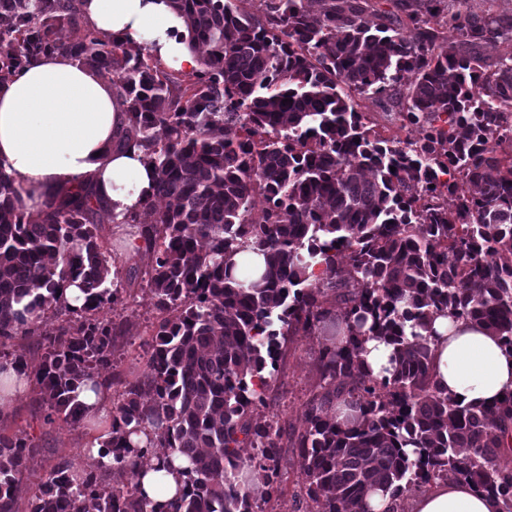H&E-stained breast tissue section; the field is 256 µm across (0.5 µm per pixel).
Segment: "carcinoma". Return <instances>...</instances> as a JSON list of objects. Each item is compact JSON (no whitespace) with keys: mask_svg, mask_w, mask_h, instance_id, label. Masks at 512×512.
Segmentation results:
<instances>
[{"mask_svg":"<svg viewBox=\"0 0 512 512\" xmlns=\"http://www.w3.org/2000/svg\"><path fill=\"white\" fill-rule=\"evenodd\" d=\"M170 0L200 68L183 74L144 48L105 41L80 0H0V81L39 56L66 54L112 76L128 123L117 149L141 146L153 196L123 223L140 225L141 261L112 270L101 231L110 214L82 185L33 217L0 169V357L33 374L45 419L79 423L85 382L112 364L115 326L101 311L136 290L157 318L144 375L124 385L100 448L112 469L172 455L186 491L151 510L131 482L75 473L60 460L28 512H253L239 449L264 490L278 489L282 431L257 412L288 337L334 332L297 432L315 512H386L439 481L464 478L512 512V396L462 405L439 388L429 336L446 313L483 323L512 351V19L453 11L448 0ZM451 13L450 25L432 18ZM504 52L493 63L483 44ZM400 108L405 138L367 125L358 99ZM395 170H390V167ZM265 257L244 287L228 262ZM77 282L85 304L57 290ZM39 337L29 364L22 341ZM393 347L389 375L366 373L363 337ZM355 408L343 428L328 410ZM150 431L140 447L132 435ZM415 446L412 458L404 446ZM34 452L0 432V512Z\"/></svg>","mask_w":512,"mask_h":512,"instance_id":"carcinoma-1","label":"carcinoma"}]
</instances>
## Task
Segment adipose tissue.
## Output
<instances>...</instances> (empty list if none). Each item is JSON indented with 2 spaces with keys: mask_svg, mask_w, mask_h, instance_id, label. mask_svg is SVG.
<instances>
[{
  "mask_svg": "<svg viewBox=\"0 0 512 512\" xmlns=\"http://www.w3.org/2000/svg\"><path fill=\"white\" fill-rule=\"evenodd\" d=\"M81 9L106 39L145 48L166 67H197L179 36L183 18L169 0H83ZM127 123L110 76L71 57L34 60L0 84V168L19 191L18 206L40 211L45 202L89 184L115 221L141 210L154 193L156 172L145 151L115 150L112 141ZM432 339L435 380L463 404L489 406L512 395V353L483 324L437 316ZM137 481L151 505L179 496L177 467L154 459L140 466ZM498 503L466 480L435 484L412 502V512H498Z\"/></svg>",
  "mask_w": 512,
  "mask_h": 512,
  "instance_id": "ef3b65f1",
  "label": "adipose tissue"
}]
</instances>
